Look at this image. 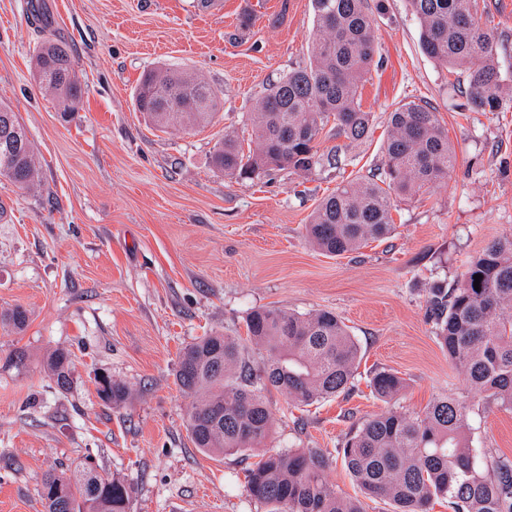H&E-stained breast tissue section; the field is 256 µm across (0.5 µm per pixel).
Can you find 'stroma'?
<instances>
[{
	"label": "stroma",
	"instance_id": "obj_1",
	"mask_svg": "<svg viewBox=\"0 0 512 512\" xmlns=\"http://www.w3.org/2000/svg\"><path fill=\"white\" fill-rule=\"evenodd\" d=\"M0 0V102L10 104L37 153L40 188L0 184V312L29 315L19 333L0 326V512H44L45 472L87 462L133 488L130 512H269L246 492L263 451L330 452L329 479L359 490L335 450L386 407L370 387L376 370L406 383L403 411L445 394L468 405L474 448L512 459V412L471 398L427 318L431 288L452 287L471 257L512 238V104L472 108L463 71L425 56L406 0L375 15L376 62L362 86L371 132L358 142L327 129L320 150L335 166L229 178L211 154L232 131L247 136L254 102L309 59L312 0ZM481 26L498 38L503 89L512 94V0H477ZM67 47L82 83L77 112L62 118L33 81L45 38ZM196 73L222 97L211 123L156 129L134 109L144 72ZM430 103L456 163L416 198H399L395 231L346 256L305 237L318 202L382 162L388 114ZM329 309L349 327L360 361L349 394L308 407L264 391L272 421L262 448L207 456L186 429L190 400L176 380L182 348L220 333L245 337L254 309ZM70 351L71 386L46 361ZM23 351L22 363L11 354ZM124 384L120 406L98 394Z\"/></svg>",
	"mask_w": 512,
	"mask_h": 512
}]
</instances>
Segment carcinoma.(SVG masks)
I'll list each match as a JSON object with an SVG mask.
<instances>
[{
	"label": "carcinoma",
	"mask_w": 512,
	"mask_h": 512,
	"mask_svg": "<svg viewBox=\"0 0 512 512\" xmlns=\"http://www.w3.org/2000/svg\"><path fill=\"white\" fill-rule=\"evenodd\" d=\"M420 27L424 54L468 74L470 104L483 112L503 109L502 76L495 36L475 21L476 0H407ZM315 33L308 64L274 81L251 112L253 147L224 135L212 156L226 176L271 170L306 173L323 164L319 143L328 124L352 141L367 136L370 113L360 89L374 61L373 14L386 0H313ZM33 78L54 93L62 114L77 111L82 96L70 53L51 38L35 52ZM135 110L159 129L209 123L221 101L205 81L184 70L157 67L145 72L135 93ZM16 133L10 151L0 149V179L26 190L38 183L32 142L12 108L0 102V125ZM383 179L358 178L323 197L305 225L306 237L322 253L342 256L394 231L396 199L426 194L448 177L456 155L436 109L405 103L388 117ZM482 275L480 290L474 276ZM427 316L448 359L470 390L512 411V238L499 239L474 255L451 287L430 289ZM0 321L21 332L27 311L17 306ZM244 340L222 334L200 338L180 355L177 381L192 397L187 432L204 454H235L261 447L271 413L254 386L247 344L271 353L265 384L310 406L350 389L360 347L349 327L331 310L306 316L280 308L254 310ZM49 367L56 384L70 385V354L54 350ZM370 386L391 401L403 389L395 373H374ZM102 399L122 404L126 388L100 381ZM466 406L441 396L415 416L391 406L357 427L337 453L362 494L388 500L394 512H429L435 499L452 512H512V460L480 454L467 434ZM329 456L317 448L268 451L247 470L248 495L270 512H364L357 497L345 495L327 477ZM133 488L125 480L77 465L49 471L39 495L44 512H128Z\"/></svg>",
	"instance_id": "1"
}]
</instances>
